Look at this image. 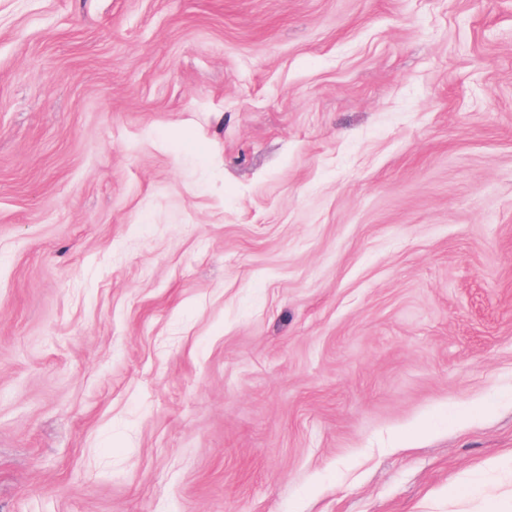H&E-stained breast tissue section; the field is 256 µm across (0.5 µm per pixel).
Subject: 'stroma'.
Masks as SVG:
<instances>
[{"instance_id": "stroma-1", "label": "stroma", "mask_w": 512, "mask_h": 512, "mask_svg": "<svg viewBox=\"0 0 512 512\" xmlns=\"http://www.w3.org/2000/svg\"><path fill=\"white\" fill-rule=\"evenodd\" d=\"M493 460L512 512V0H0V512Z\"/></svg>"}]
</instances>
